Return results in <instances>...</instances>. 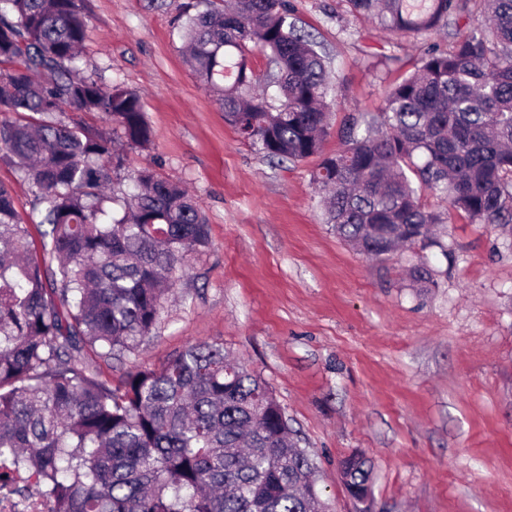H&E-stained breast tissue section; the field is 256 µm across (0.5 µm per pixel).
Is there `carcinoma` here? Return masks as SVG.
I'll return each mask as SVG.
<instances>
[{
    "mask_svg": "<svg viewBox=\"0 0 512 512\" xmlns=\"http://www.w3.org/2000/svg\"><path fill=\"white\" fill-rule=\"evenodd\" d=\"M380 26L427 39L471 0H347ZM486 22L453 46H427L420 66L386 91L385 107L348 115L336 153L313 176L324 223L378 259L404 243L426 247L450 212L512 224V0H478ZM288 0L187 4L178 25L186 62L217 95L225 120L270 159L322 152L332 86L323 57L288 23ZM82 0H0V159L34 188V240L0 184V480L45 487L51 512H329L313 460L290 436L268 384L207 342L161 368L112 382L110 365L151 335L188 258L209 247V224L184 188L136 171L134 189L108 194L127 163L110 136L70 109L100 114L133 147L151 144L139 96L78 73ZM270 75L260 94L254 51ZM449 204L430 210L422 192ZM418 288L428 267L410 270ZM373 465L341 463L348 492L371 496Z\"/></svg>",
    "mask_w": 512,
    "mask_h": 512,
    "instance_id": "cac0c4a2",
    "label": "carcinoma"
}]
</instances>
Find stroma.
<instances>
[{"label":"stroma","instance_id":"stroma-1","mask_svg":"<svg viewBox=\"0 0 512 512\" xmlns=\"http://www.w3.org/2000/svg\"><path fill=\"white\" fill-rule=\"evenodd\" d=\"M187 0H83L85 72L141 98L153 129L145 149L110 132L131 171L185 186L210 225L151 336L113 361L120 379L161 367L207 341L243 359L273 390L331 512H356L339 469L373 465V512H512V228L454 215L440 246L413 245L379 261L324 224L312 174L320 162L273 163L224 119L186 65L177 18ZM334 86V125L380 112L384 90L413 72L427 43L355 17L347 0H289ZM434 284L411 288L410 266Z\"/></svg>","mask_w":512,"mask_h":512}]
</instances>
